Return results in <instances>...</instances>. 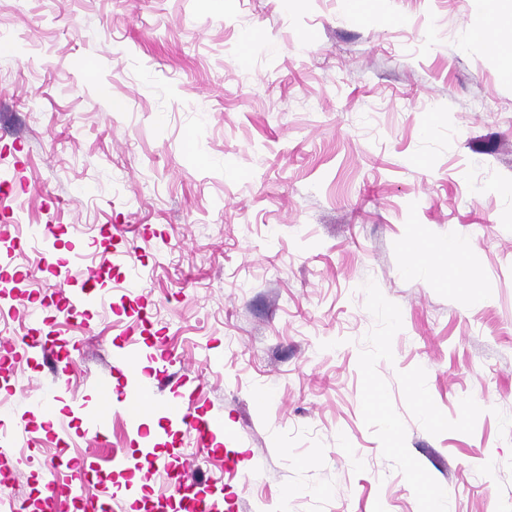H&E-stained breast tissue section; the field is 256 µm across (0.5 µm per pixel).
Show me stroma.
<instances>
[{"label": "stroma", "instance_id": "1", "mask_svg": "<svg viewBox=\"0 0 512 512\" xmlns=\"http://www.w3.org/2000/svg\"><path fill=\"white\" fill-rule=\"evenodd\" d=\"M512 0H0V210L47 229L12 244L10 335L72 344L0 364V485L40 512L53 458L111 471L142 456L116 404L136 370L199 391L223 445L170 418L160 459L217 512H512V52L478 38ZM464 260L443 254L449 239ZM440 252L447 281L409 268ZM102 267L104 303L71 321L57 283ZM137 288H127L128 268ZM488 290L478 301L458 279ZM151 324L137 325L138 311ZM102 410L105 441L83 415ZM70 417L67 436L56 421ZM24 344V348L29 352H40L41 356L44 359H49L53 362L55 366V372L59 370L61 367L63 371H65L68 365V353H61L62 348L55 349L52 345H48L43 343L41 340H36L31 338Z\"/></svg>", "mask_w": 512, "mask_h": 512}]
</instances>
